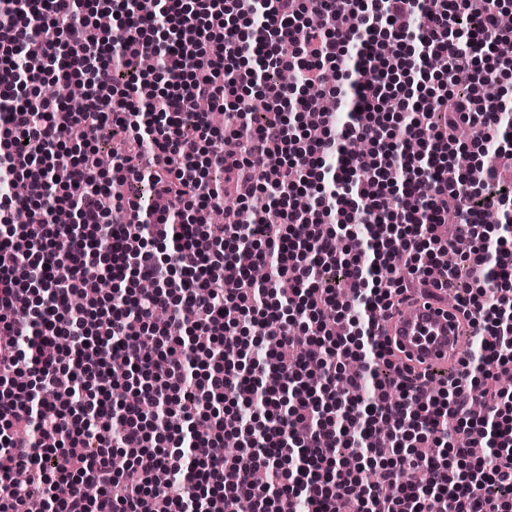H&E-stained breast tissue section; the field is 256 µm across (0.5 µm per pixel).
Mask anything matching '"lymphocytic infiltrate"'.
Segmentation results:
<instances>
[{"instance_id": "1", "label": "lymphocytic infiltrate", "mask_w": 512, "mask_h": 512, "mask_svg": "<svg viewBox=\"0 0 512 512\" xmlns=\"http://www.w3.org/2000/svg\"><path fill=\"white\" fill-rule=\"evenodd\" d=\"M86 0H0V103L9 148L0 158L22 175L24 199L0 195V512H512V390L488 389L489 365L512 368V263L491 249L476 222L472 181L452 171L460 126L482 128V180L512 168V143L487 132L496 109L472 95L449 98L447 83L493 49L512 66V41L497 26L499 0H163L153 13L107 0L112 27L99 29ZM476 14L478 30L454 34ZM58 40L42 36L44 26ZM190 28L193 41L179 32ZM89 91L82 111L54 112L30 95L52 75L58 53ZM444 58L436 91L410 105L404 89L429 54ZM151 55L156 66L115 83L121 60ZM302 58L309 79L336 69L331 88L356 113L341 138L313 141L288 119L310 98L288 99L271 74ZM224 107V129L197 103ZM271 113L265 123L252 114ZM197 131H183L187 113ZM126 134L114 166L129 181L99 184L103 130ZM371 149L354 153L350 142ZM234 176L250 221L227 220L216 242L194 218L222 196L210 172ZM166 209L146 211L140 182ZM308 193L306 208L293 195ZM115 206L106 211L103 195ZM406 196L410 209L396 207ZM280 203L285 231L258 220ZM40 223L21 225L31 204ZM74 209L76 221L57 223ZM363 225L352 248L336 232ZM449 224L463 225L460 261L480 267L457 305L480 325L486 368L429 395V377L378 373L379 347L365 348L375 311L395 297L452 279ZM268 272L253 281V267ZM133 285L99 292L105 270ZM154 283L152 293L137 283ZM192 327L195 340L167 335L158 311ZM273 338L271 362L240 364L245 327ZM310 343L298 349L291 330ZM358 363L357 372L345 370ZM481 393L489 412L473 419ZM255 408L240 428L244 446L224 453V428L240 405ZM198 418L206 431L183 430ZM165 436L173 452L151 447ZM491 452L473 456L474 444ZM187 463L186 493L155 485L153 469ZM267 480L256 485L253 474ZM432 473L427 486L408 476Z\"/></svg>"}]
</instances>
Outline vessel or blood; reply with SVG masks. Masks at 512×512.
<instances>
[{"mask_svg": "<svg viewBox=\"0 0 512 512\" xmlns=\"http://www.w3.org/2000/svg\"><path fill=\"white\" fill-rule=\"evenodd\" d=\"M457 308L437 294L409 299L402 313L380 318L379 334L396 362L432 372L457 367L464 335H479Z\"/></svg>", "mask_w": 512, "mask_h": 512, "instance_id": "1", "label": "vessel or blood"}]
</instances>
